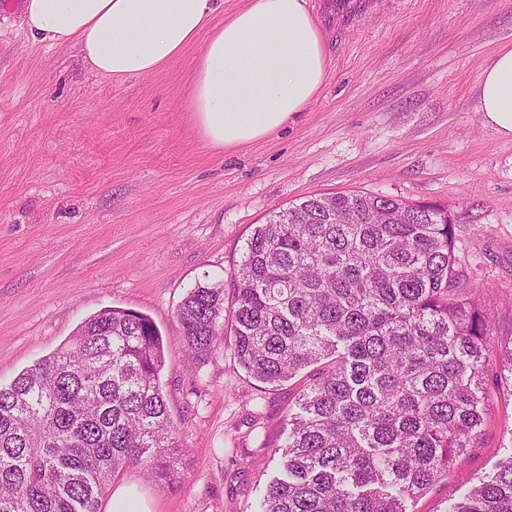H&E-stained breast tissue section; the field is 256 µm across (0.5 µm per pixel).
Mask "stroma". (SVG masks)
Wrapping results in <instances>:
<instances>
[{
  "label": "stroma",
  "instance_id": "stroma-1",
  "mask_svg": "<svg viewBox=\"0 0 512 512\" xmlns=\"http://www.w3.org/2000/svg\"><path fill=\"white\" fill-rule=\"evenodd\" d=\"M0 0V386L114 307L163 337L160 385L186 454L168 484L142 467L149 512H253L276 475L309 382L249 376L220 345L195 369L176 310L230 281L255 225L311 195L363 191L447 206L456 288L479 290L496 342L512 339V140L484 124L477 85L512 45V0H395L326 41L316 98L279 131L224 152L187 119L192 45L162 70L113 80L72 47L32 41ZM479 447L408 512H444L492 475L512 439V390L484 387Z\"/></svg>",
  "mask_w": 512,
  "mask_h": 512
}]
</instances>
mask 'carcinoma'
<instances>
[{
  "mask_svg": "<svg viewBox=\"0 0 512 512\" xmlns=\"http://www.w3.org/2000/svg\"><path fill=\"white\" fill-rule=\"evenodd\" d=\"M448 209L368 193L314 195L246 240L230 282L177 308L197 366L224 337L277 386L319 364L288 417L281 475L255 512H407L479 444L487 372L512 387V341L492 343L473 297L454 292ZM161 333L105 309L68 345L0 386V512H100L113 476L178 478L181 450L159 375ZM445 512H512V449Z\"/></svg>",
  "mask_w": 512,
  "mask_h": 512,
  "instance_id": "1",
  "label": "carcinoma"
}]
</instances>
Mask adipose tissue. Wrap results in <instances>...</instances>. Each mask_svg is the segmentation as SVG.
<instances>
[{
    "instance_id": "1",
    "label": "adipose tissue",
    "mask_w": 512,
    "mask_h": 512,
    "mask_svg": "<svg viewBox=\"0 0 512 512\" xmlns=\"http://www.w3.org/2000/svg\"><path fill=\"white\" fill-rule=\"evenodd\" d=\"M222 0H21L27 35L77 49L92 73L117 80L159 71L200 44L189 113L207 147L233 149L287 124L317 96L324 38L305 0H249L224 23ZM476 110L512 139V46L477 86Z\"/></svg>"
}]
</instances>
